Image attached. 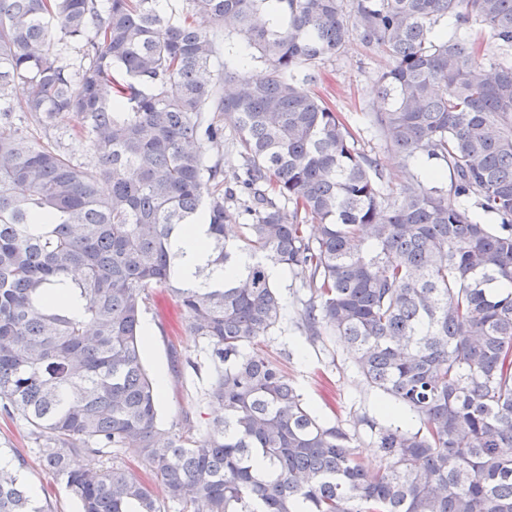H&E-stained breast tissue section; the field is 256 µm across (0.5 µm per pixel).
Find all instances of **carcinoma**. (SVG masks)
<instances>
[{
  "label": "carcinoma",
  "instance_id": "obj_1",
  "mask_svg": "<svg viewBox=\"0 0 512 512\" xmlns=\"http://www.w3.org/2000/svg\"><path fill=\"white\" fill-rule=\"evenodd\" d=\"M180 11L0 0V408L44 439L43 466L81 512H161L130 469L69 466L112 448L139 449L191 512H512V0ZM474 28L488 41L469 40ZM354 33L389 60L370 113L380 138L406 164L443 166L409 174L394 197L343 117L303 88ZM221 37L263 73L215 72ZM59 112L93 163L51 142ZM226 128L242 159L228 181ZM184 224L207 225L196 284L173 247ZM275 265L309 291V341L348 344L382 396L384 421L361 419L374 471L256 348L282 320ZM211 266L224 280L209 283ZM60 286L70 303L50 300ZM151 288L175 300L213 370L204 400L224 418L198 437L158 414L142 363ZM0 512L51 508L0 466Z\"/></svg>",
  "mask_w": 512,
  "mask_h": 512
}]
</instances>
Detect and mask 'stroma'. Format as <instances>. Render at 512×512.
Here are the masks:
<instances>
[{"instance_id": "1", "label": "stroma", "mask_w": 512, "mask_h": 512, "mask_svg": "<svg viewBox=\"0 0 512 512\" xmlns=\"http://www.w3.org/2000/svg\"><path fill=\"white\" fill-rule=\"evenodd\" d=\"M385 58L372 54L358 38H350L344 51L322 69L320 80L312 88L344 117L361 148L376 158L386 174L385 191L394 196L407 178L401 158L374 136L367 124V112L378 99L379 79L387 68ZM284 304L279 331L264 342V348L302 395L306 405L319 416L339 422L350 434L355 453L367 467L380 464V454L361 416L380 418V394L364 385L356 371L347 346L337 339L313 345L297 327L298 311L308 291L291 273L278 278ZM150 342L142 351L147 371L165 378L158 412L165 426L203 434L222 411L206 403L203 393L209 373L202 368L203 356L194 336L178 321L173 302L145 315ZM41 439L32 435L19 413L0 412V448L34 492L49 500L52 512H80L81 507L63 482L46 470L39 458Z\"/></svg>"}]
</instances>
